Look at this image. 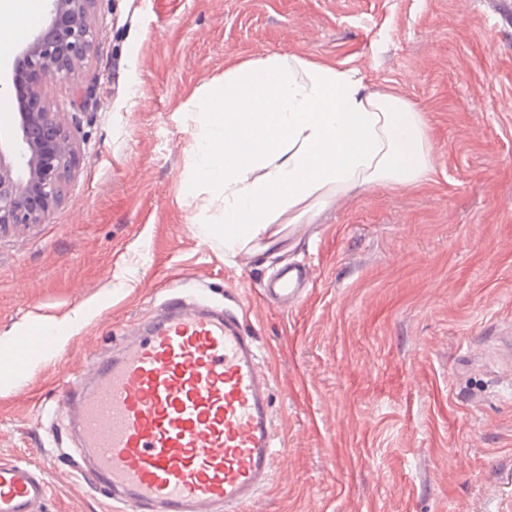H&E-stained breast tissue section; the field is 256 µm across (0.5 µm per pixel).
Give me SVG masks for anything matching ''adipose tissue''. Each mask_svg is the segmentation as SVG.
Wrapping results in <instances>:
<instances>
[{
  "mask_svg": "<svg viewBox=\"0 0 512 512\" xmlns=\"http://www.w3.org/2000/svg\"><path fill=\"white\" fill-rule=\"evenodd\" d=\"M39 0H0V50ZM193 161L221 204L208 234L232 250L274 245L278 227L353 190L410 189L433 173L427 120L406 99L367 91L355 70L293 54L240 62L193 92Z\"/></svg>",
  "mask_w": 512,
  "mask_h": 512,
  "instance_id": "obj_1",
  "label": "adipose tissue"
}]
</instances>
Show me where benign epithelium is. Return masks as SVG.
Here are the masks:
<instances>
[{
  "instance_id": "7a95c632",
  "label": "benign epithelium",
  "mask_w": 512,
  "mask_h": 512,
  "mask_svg": "<svg viewBox=\"0 0 512 512\" xmlns=\"http://www.w3.org/2000/svg\"><path fill=\"white\" fill-rule=\"evenodd\" d=\"M47 20L13 63L18 112L9 135L0 136V229L40 224L77 163L74 139L50 111L39 78L67 75L92 52L91 17L98 0H45Z\"/></svg>"
}]
</instances>
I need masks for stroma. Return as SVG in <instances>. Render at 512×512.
<instances>
[{"mask_svg":"<svg viewBox=\"0 0 512 512\" xmlns=\"http://www.w3.org/2000/svg\"><path fill=\"white\" fill-rule=\"evenodd\" d=\"M98 40L42 80L79 154L42 223L0 229V458L34 460L45 512H106L76 478L62 379L108 356L171 287L242 306L279 452L248 512H512V0H99ZM358 70L428 118L434 175L335 198L280 247L202 235L184 105L227 60ZM299 265L281 309L262 291ZM63 321L58 356L7 342Z\"/></svg>","mask_w":512,"mask_h":512,"instance_id":"obj_1","label":"stroma"}]
</instances>
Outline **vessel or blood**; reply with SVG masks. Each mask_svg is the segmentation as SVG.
Listing matches in <instances>:
<instances>
[{"instance_id": "1", "label": "vessel or blood", "mask_w": 512, "mask_h": 512, "mask_svg": "<svg viewBox=\"0 0 512 512\" xmlns=\"http://www.w3.org/2000/svg\"><path fill=\"white\" fill-rule=\"evenodd\" d=\"M266 293L296 302L299 278L282 269ZM68 333L36 322L10 347L22 365ZM261 358L237 311L171 292L162 314L62 387L79 478L106 486L125 512H242L269 485L277 456ZM49 496L39 464L0 459V512H42Z\"/></svg>"}]
</instances>
